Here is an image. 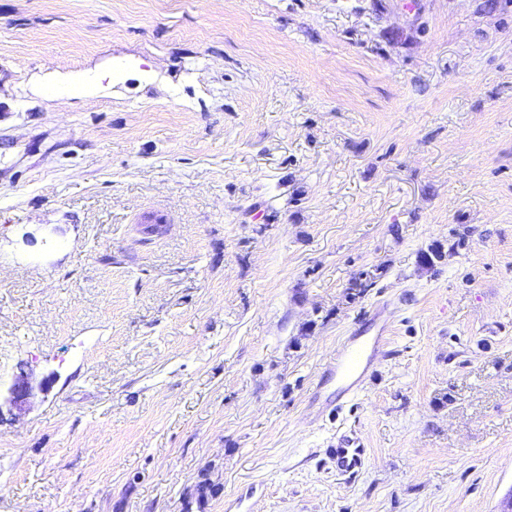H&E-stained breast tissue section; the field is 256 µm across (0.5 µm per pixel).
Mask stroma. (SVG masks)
<instances>
[{
	"label": "stroma",
	"instance_id": "1",
	"mask_svg": "<svg viewBox=\"0 0 512 512\" xmlns=\"http://www.w3.org/2000/svg\"><path fill=\"white\" fill-rule=\"evenodd\" d=\"M22 369L0 512H499L512 0H0V388ZM366 350L355 348L351 342L344 343L336 353V373L345 381L342 390L336 394V410H342L362 389L366 380ZM333 447L329 459L336 474L347 479L355 478L365 464L364 444L358 438L341 435L336 437Z\"/></svg>",
	"mask_w": 512,
	"mask_h": 512
}]
</instances>
